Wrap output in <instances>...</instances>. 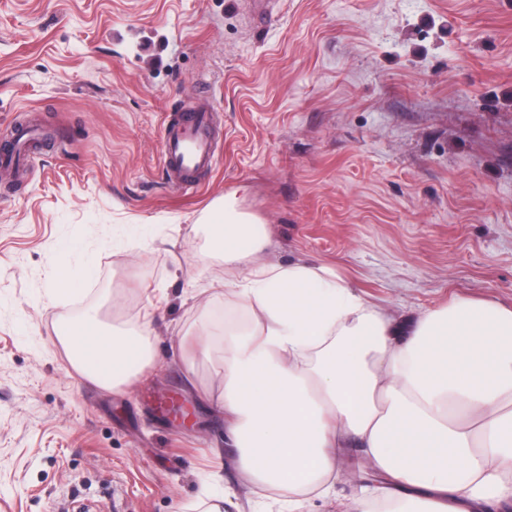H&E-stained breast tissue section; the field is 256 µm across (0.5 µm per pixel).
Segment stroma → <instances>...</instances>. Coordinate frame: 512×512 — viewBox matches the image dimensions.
Returning <instances> with one entry per match:
<instances>
[{
  "label": "stroma",
  "mask_w": 512,
  "mask_h": 512,
  "mask_svg": "<svg viewBox=\"0 0 512 512\" xmlns=\"http://www.w3.org/2000/svg\"><path fill=\"white\" fill-rule=\"evenodd\" d=\"M0 0V512H279L243 483L207 395L237 310L202 218L236 194L269 264L326 265L390 312L512 305V0ZM219 111L216 163L179 192L163 127ZM152 321L132 385L78 373L61 337ZM193 401L198 428L157 409Z\"/></svg>",
  "instance_id": "stroma-1"
}]
</instances>
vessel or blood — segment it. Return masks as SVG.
Returning a JSON list of instances; mask_svg holds the SVG:
<instances>
[{"label":"vessel or blood","mask_w":512,"mask_h":512,"mask_svg":"<svg viewBox=\"0 0 512 512\" xmlns=\"http://www.w3.org/2000/svg\"><path fill=\"white\" fill-rule=\"evenodd\" d=\"M213 110L209 100L180 112L163 131L162 162L175 189L186 192L197 186L194 174L212 168L216 161L212 142Z\"/></svg>","instance_id":"obj_1"}]
</instances>
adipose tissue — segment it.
Returning a JSON list of instances; mask_svg holds the SVG:
<instances>
[{"instance_id": "adipose-tissue-1", "label": "adipose tissue", "mask_w": 512, "mask_h": 512, "mask_svg": "<svg viewBox=\"0 0 512 512\" xmlns=\"http://www.w3.org/2000/svg\"><path fill=\"white\" fill-rule=\"evenodd\" d=\"M205 221L247 313L224 327L214 398L244 482L301 512L355 456L381 481L378 512H512V307L459 298L395 316L328 266L263 262L260 220L235 196ZM65 341L103 387L130 384L152 357L144 326L87 321Z\"/></svg>"}]
</instances>
